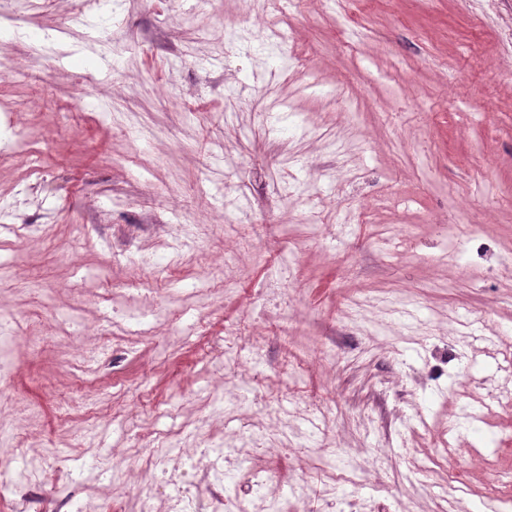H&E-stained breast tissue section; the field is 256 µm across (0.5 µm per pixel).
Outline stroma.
I'll list each match as a JSON object with an SVG mask.
<instances>
[{"label": "stroma", "mask_w": 512, "mask_h": 512, "mask_svg": "<svg viewBox=\"0 0 512 512\" xmlns=\"http://www.w3.org/2000/svg\"><path fill=\"white\" fill-rule=\"evenodd\" d=\"M0 58L27 140L0 154V203L24 193L13 222L38 227L0 235L26 337L0 408L86 495L137 434L205 437L220 393L233 432L293 414L269 459L288 512H512V407L469 415L512 343V0H0ZM159 224L196 232L181 265L113 254ZM143 288L166 319L113 358L114 304ZM76 324L84 361L56 340ZM23 467L0 425V512ZM12 420L16 425L13 432L15 447H30L29 441L33 434V426L23 409H16L12 415Z\"/></svg>", "instance_id": "obj_1"}]
</instances>
